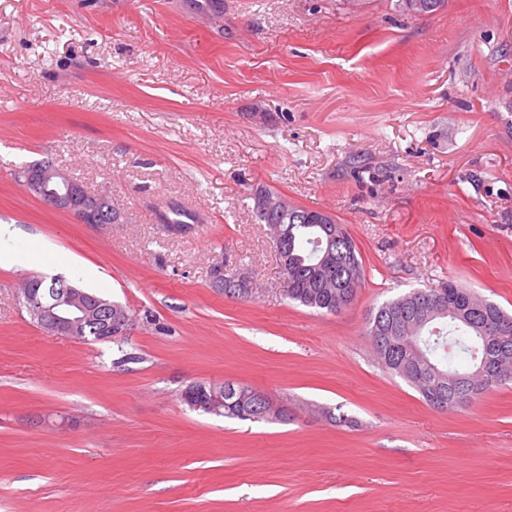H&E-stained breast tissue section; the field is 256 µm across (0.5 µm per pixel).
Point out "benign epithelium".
Masks as SVG:
<instances>
[{"label":"benign epithelium","instance_id":"1","mask_svg":"<svg viewBox=\"0 0 512 512\" xmlns=\"http://www.w3.org/2000/svg\"><path fill=\"white\" fill-rule=\"evenodd\" d=\"M25 183L43 202L71 212L83 224H99L106 213L104 196L90 193L49 161L27 172ZM18 295L37 324L52 335L79 340L84 325L93 322L100 339L110 340L128 335L134 321L119 305L65 283L52 290L49 300L41 299L36 290L28 287L19 289ZM183 398L188 404L206 410L211 409V404L220 403V398L214 395L206 402L201 401L197 391L190 387L183 392Z\"/></svg>","mask_w":512,"mask_h":512}]
</instances>
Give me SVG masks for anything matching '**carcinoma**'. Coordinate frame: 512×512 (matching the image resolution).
Returning a JSON list of instances; mask_svg holds the SVG:
<instances>
[{"instance_id": "carcinoma-1", "label": "carcinoma", "mask_w": 512, "mask_h": 512, "mask_svg": "<svg viewBox=\"0 0 512 512\" xmlns=\"http://www.w3.org/2000/svg\"><path fill=\"white\" fill-rule=\"evenodd\" d=\"M445 0H398L399 10L411 17L432 13ZM267 228L279 226L288 254L282 275L285 296L308 308L336 314L353 304L365 283L360 252L344 225L332 216L294 205L288 210L253 207ZM382 367L402 378L433 408L448 409L467 398L465 386L448 377L481 371L480 392L512 384V315L452 281L435 288L413 289L382 303L365 325ZM233 392L224 396L216 415L251 421H282L288 413L269 414L270 401L250 386L224 383Z\"/></svg>"}]
</instances>
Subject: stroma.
<instances>
[{
  "label": "stroma",
  "mask_w": 512,
  "mask_h": 512,
  "mask_svg": "<svg viewBox=\"0 0 512 512\" xmlns=\"http://www.w3.org/2000/svg\"><path fill=\"white\" fill-rule=\"evenodd\" d=\"M47 160L118 223L15 179ZM262 186L345 225L351 307L285 297ZM1 221L26 263L0 266V512H512V386L433 409L365 334L448 280L512 313V0H0ZM65 253L130 307L127 341L32 322L18 284ZM224 261L250 297L213 287ZM198 381L288 419L193 410Z\"/></svg>",
  "instance_id": "obj_1"
}]
</instances>
